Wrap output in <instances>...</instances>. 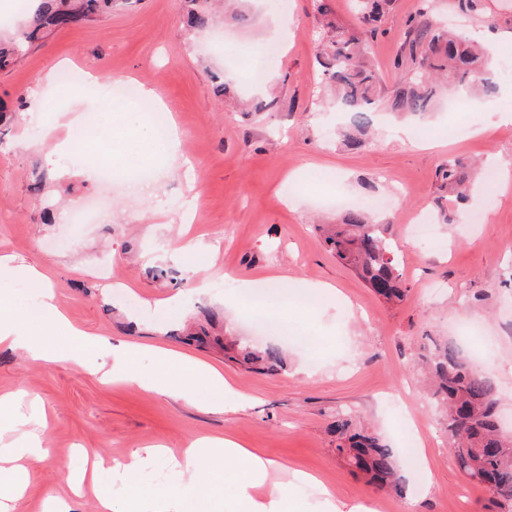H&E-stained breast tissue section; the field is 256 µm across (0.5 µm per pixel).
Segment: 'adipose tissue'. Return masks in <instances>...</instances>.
I'll return each mask as SVG.
<instances>
[{
  "instance_id": "1",
  "label": "adipose tissue",
  "mask_w": 512,
  "mask_h": 512,
  "mask_svg": "<svg viewBox=\"0 0 512 512\" xmlns=\"http://www.w3.org/2000/svg\"><path fill=\"white\" fill-rule=\"evenodd\" d=\"M35 289L39 299L36 314L9 310L11 290L14 284ZM39 316V324H32V316ZM62 333L78 338L73 349L59 351L42 344V337ZM8 343L23 350L34 363L72 361L83 366L93 376L102 374L106 379H117L135 384L142 389L163 395L175 394L166 368L180 367L196 384L194 398L206 402L210 389H224L228 396L237 391L224 379L218 369L193 358L163 351L158 356L159 367L151 375H144L138 365L135 350H127L115 356L111 370H103L93 359L97 346L95 338L73 328L57 308L55 296L46 277L34 267L16 265L13 258L0 256V344ZM14 438L0 447V476H10L12 494L0 499V512H17V504L31 486L35 467L46 457L48 444L47 427L41 419L21 418L12 426ZM159 454L158 447L134 449L115 468L119 479L129 485V492L121 497L103 492L97 497L98 512H224V494L220 486L197 482V475L204 470L222 472L226 479L236 483L241 512H295L296 502L289 495L287 486L272 487L260 499L252 495L253 488L262 485L269 472L276 469L277 461L270 460L242 448L229 438L206 437L195 440L177 462L189 481L179 492L168 495H151L136 487L137 477L148 468Z\"/></svg>"
}]
</instances>
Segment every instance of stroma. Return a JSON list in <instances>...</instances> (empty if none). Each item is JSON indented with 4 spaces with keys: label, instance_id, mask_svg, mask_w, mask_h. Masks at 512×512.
<instances>
[{
    "label": "stroma",
    "instance_id": "35a3bbf8",
    "mask_svg": "<svg viewBox=\"0 0 512 512\" xmlns=\"http://www.w3.org/2000/svg\"><path fill=\"white\" fill-rule=\"evenodd\" d=\"M418 6L395 0L369 43L386 87L402 79L393 59ZM183 7L184 0H134L106 19L54 31L0 71V99L15 108L39 96L47 123L88 93L59 91L45 82L47 72L70 67L136 82L165 101L182 135L171 160L161 151L135 164L81 155L62 169L49 162L53 140L44 127L16 118L0 132V256L47 275L70 322L99 339L97 360L141 345L140 367L149 374L158 365L153 348L182 352L223 370L248 401L234 404L217 392L201 407L100 382L76 363L35 365L0 346V394L20 396L0 410V423L17 412L48 418L49 456L20 512H43L82 468L80 449L113 460L146 444L178 453L199 437H230L285 463L282 482L293 471L311 473L340 505L492 512L487 490L462 477L448 449L421 364L431 339L456 340L491 373L501 416L512 422V125L497 117L512 108V75L496 69L499 91L480 112L461 91L448 110L424 117L378 108L371 139L348 150L337 139L346 116L321 90L316 0H288L294 24L284 47L266 36L267 0H239L247 22L202 32L186 30ZM462 26L491 57L512 60V0H481ZM216 73L230 75L233 95L215 94ZM255 94L268 111L244 110L242 96ZM451 157L499 171L497 184L478 180L467 205L485 211V221L435 225L434 243L417 246L408 221L436 212L438 170ZM38 167L48 172L39 197L30 190ZM339 195L391 199L377 217L396 247L403 301L377 297L326 248L317 226L336 223ZM91 198L105 205L101 222L70 223L73 204ZM48 203L50 224L41 214ZM182 241L192 243L191 253L179 252ZM160 267L172 278L156 277ZM201 280L209 283L203 292ZM311 283L336 292L310 295ZM201 307L216 312L228 334L281 347L286 370L247 371L225 361L222 347L187 342L183 327ZM341 409L396 449L403 492L378 491L337 456L330 426ZM320 487H298L299 512H327Z\"/></svg>",
    "mask_w": 512,
    "mask_h": 512
}]
</instances>
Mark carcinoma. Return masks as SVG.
<instances>
[{
    "mask_svg": "<svg viewBox=\"0 0 512 512\" xmlns=\"http://www.w3.org/2000/svg\"><path fill=\"white\" fill-rule=\"evenodd\" d=\"M186 24L192 30L210 28L216 21L212 0H187ZM358 25L351 29L328 19V0H317L324 17L317 62L330 87L336 106L350 114L340 130L344 145L358 149L372 123L375 106L387 107L407 116L436 111L448 91L462 88L483 101L497 93V83L487 69L488 57L480 39L472 32L450 30L432 20L433 0H421L417 15L394 60L395 68L407 79L388 90L383 87L372 62L368 41L388 12L392 0H357ZM132 0H42L25 18L17 35L0 38V69L14 64L29 46L50 31L79 26L104 16ZM472 169L459 159H450L439 169L440 188L466 199ZM325 243L336 259L352 268L388 302L403 300L407 288L397 270L390 242L380 233L370 213L363 209L347 212L343 222L323 230ZM199 323L190 336L204 342L206 326L216 324V314L198 311ZM224 356L250 371L279 372L287 363L281 349L269 345L256 349L238 339L224 338ZM435 404L446 416L450 451L460 470L472 482L487 488L498 512H512V437L501 430L495 380L473 368L462 350L446 340L433 341L426 357ZM331 433L336 453L356 473L380 490L402 492L403 478L393 448L377 433L363 427L357 418L336 411Z\"/></svg>",
    "mask_w": 512,
    "mask_h": 512,
    "instance_id": "cac0c4a2",
    "label": "carcinoma"
}]
</instances>
